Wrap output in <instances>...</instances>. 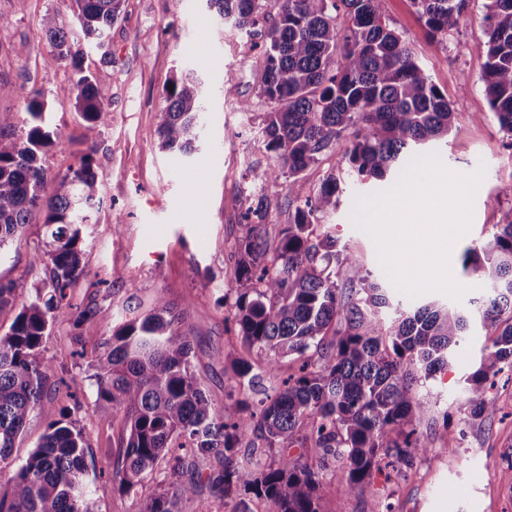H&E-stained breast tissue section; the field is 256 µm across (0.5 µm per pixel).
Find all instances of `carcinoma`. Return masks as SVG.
Segmentation results:
<instances>
[{
	"label": "carcinoma",
	"instance_id": "obj_1",
	"mask_svg": "<svg viewBox=\"0 0 512 512\" xmlns=\"http://www.w3.org/2000/svg\"><path fill=\"white\" fill-rule=\"evenodd\" d=\"M79 37L102 50L123 0H72ZM230 27L255 32L260 20L264 71L259 94L271 108L261 131L275 165L268 181L288 179L300 196L299 174L328 150L343 149L349 176L381 182L394 178L422 145L448 137L453 104L415 58L401 32L389 23L383 0H207ZM430 36L444 39L466 0H411ZM486 56L482 75L491 111L512 149V0H487ZM52 59L68 60L78 72L75 111L95 132L109 117L106 78L85 72L82 50L56 18L43 22ZM22 134L0 117V248L39 221L45 251L34 261L50 266L49 298L36 289L10 330L0 336V468L11 465L12 448L29 415L44 405L49 365L41 350L49 326L68 320L61 307L66 290L84 271L83 230L101 201L102 180L85 155L79 168L53 179L43 199L48 168L43 156L61 145L40 91L30 95ZM204 126L201 82L174 77L165 89L160 148L184 160L198 150ZM344 177L330 174L296 209L294 222L277 240L259 230L268 216L263 199L249 204L250 233L236 244L232 269L238 291L224 321L233 324L242 351L231 361L230 386L244 391L258 377L253 352L272 350L301 360L281 386L253 409L249 398L219 405L191 366V326L160 295L142 319L127 321L103 337L88 327L105 318L88 304L73 327L93 342L97 398L122 416L112 479L126 493L166 462L170 490L147 498L143 512H211L209 498H223L236 484L266 501L271 512H319V473L291 454L310 446L323 461L346 460L344 488L354 492L377 472L406 460L408 448L430 446L413 439L424 406L413 393L452 366V351L465 336L467 317L431 302L411 313L380 318L388 306L381 286L364 275L336 238L314 233L319 216L336 211ZM499 231L467 247L462 268L487 290L483 322L497 336L469 376L471 416L491 418L494 402L482 397L491 372L512 368V212ZM313 351L320 366L312 368ZM87 433L54 421L0 491V512H97L84 486ZM251 448H240L243 441ZM263 444L279 453L266 465L253 459ZM208 467L202 475L199 467Z\"/></svg>",
	"mask_w": 512,
	"mask_h": 512
}]
</instances>
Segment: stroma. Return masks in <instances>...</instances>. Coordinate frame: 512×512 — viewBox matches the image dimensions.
Here are the masks:
<instances>
[{
	"label": "stroma",
	"instance_id": "obj_1",
	"mask_svg": "<svg viewBox=\"0 0 512 512\" xmlns=\"http://www.w3.org/2000/svg\"><path fill=\"white\" fill-rule=\"evenodd\" d=\"M485 3L468 0L440 42L428 36L410 0L383 3L390 24L453 104L452 130L447 140L433 145V152L459 174L487 167L470 229L450 256L452 275L466 292L457 302L438 292L411 299L391 285L371 239L350 220L355 196L383 191L381 182L368 179L351 187L336 212L320 217L319 230L347 247L371 281L385 288L390 306L381 312L384 322H391L396 310L434 300L464 310L468 329L454 349L453 367L417 390L426 407L419 428L432 450L416 456L410 468L377 475L373 484L351 495L344 490V463L321 467V512H512V370L490 375L485 384V398L497 407L492 418L470 419L465 413L471 396L466 379L478 367L492 331L480 315L485 290L463 271L462 253L491 238L501 215L512 211V150L504 147L506 136L481 81ZM49 15L66 27L74 25L70 0H0V16L7 20L0 27V80L15 89L0 99V112L24 128L26 100L30 92L42 91L54 107L53 123L62 137L61 147L44 157L51 174H67L87 153L103 182L101 203L86 228L84 272L68 288L66 301H92L103 308L104 319L92 327L108 336L122 320L144 315L158 296H165L193 326L195 373L211 398L224 403L231 391L224 367L242 342L224 321L221 297L235 286L231 247L250 230L242 218L245 200L252 193L269 197L266 230L273 239L293 222L299 204L287 181H259L273 163L261 133V115L268 109L258 95L261 39L224 25L206 0H125L110 33L111 66L102 67L95 48L84 50L85 70L109 74V121L91 135L73 107V67L50 60L51 47L42 32V20ZM23 42L29 52L20 58L14 49ZM186 71L201 82L206 127L198 151L179 165L160 150L158 129L165 85ZM228 86L238 90V99L225 98ZM242 99L250 102V111L239 110ZM44 239L42 224H31L20 240L0 250V281L13 283L16 304L31 301L49 276L46 265L32 262ZM77 348L70 323L52 326L45 336L50 370L44 405L29 417L11 458L21 464L50 422H69L88 434L85 480L98 512H142L146 497L163 486L145 480L136 496L113 483L112 451L120 443L122 424L98 402L92 359L79 357Z\"/></svg>",
	"mask_w": 512,
	"mask_h": 512
}]
</instances>
